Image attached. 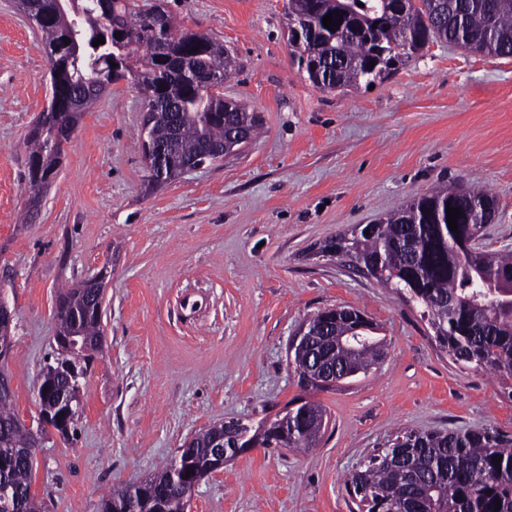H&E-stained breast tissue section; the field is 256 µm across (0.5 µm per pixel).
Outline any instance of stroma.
<instances>
[{
	"label": "stroma",
	"mask_w": 512,
	"mask_h": 512,
	"mask_svg": "<svg viewBox=\"0 0 512 512\" xmlns=\"http://www.w3.org/2000/svg\"><path fill=\"white\" fill-rule=\"evenodd\" d=\"M223 42L225 97L261 133L223 162L147 185L143 100L126 82L85 112L31 220L25 139L48 102V61L14 0H0V295L15 313L13 407L37 414L61 287L110 265L104 341L82 381L77 437H45L32 492L44 512H101L113 487L165 470L219 422L258 427L319 402V444L246 450L202 479L188 512H359L345 481L406 430L512 433V381L455 363L415 302L320 257L329 237L438 185L491 193L483 249L512 250V57L433 42L375 88L325 92L293 62L287 0H169ZM362 310L387 340L368 373L314 390L289 362L302 325Z\"/></svg>",
	"instance_id": "1"
}]
</instances>
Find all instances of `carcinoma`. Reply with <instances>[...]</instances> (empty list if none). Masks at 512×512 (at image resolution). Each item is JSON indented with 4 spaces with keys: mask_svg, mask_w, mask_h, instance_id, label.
Listing matches in <instances>:
<instances>
[{
    "mask_svg": "<svg viewBox=\"0 0 512 512\" xmlns=\"http://www.w3.org/2000/svg\"><path fill=\"white\" fill-rule=\"evenodd\" d=\"M36 2L27 18L45 48L64 46L66 64L53 77L54 110L43 113L27 135L30 189L45 180L38 168L57 175L69 142L62 125H78L100 88L122 80L155 112L144 136L147 154L161 149L175 163L203 156L214 164L224 160L230 136L255 138L254 110L222 93L234 69L224 44L177 25L166 0L142 5L108 0L103 9L93 0H73L82 10L79 19L58 11L57 0ZM335 10L341 25L331 31L322 19ZM286 25L298 70L329 91L380 83L436 40L512 57V0H288ZM117 32L122 36L114 37ZM100 36L105 43L93 46ZM448 202L462 213L455 232L447 224ZM497 213V201L486 191L437 188L371 224L344 229L321 252L368 271L386 288L406 292L456 363L512 379V251L471 244ZM56 319L58 333L80 342H98L104 335L103 302L92 288L60 293ZM307 325L311 344L294 351L293 365L315 390L323 385L313 374L304 377L307 366L365 371L385 354V337L358 309L325 308ZM326 425L324 409L310 400L288 408L258 433L243 425L229 430L215 424L196 434L170 469L205 476L212 438L225 432L230 450L253 441L299 450L315 447ZM38 447L5 390L0 395V512H42L31 492ZM346 484L366 503V512H399L403 506L406 512H512V434L484 427L407 431L370 455ZM131 505L137 512H187L188 502L182 483L163 471L113 490L102 512H128Z\"/></svg>",
    "mask_w": 512,
    "mask_h": 512,
    "instance_id": "obj_1",
    "label": "carcinoma"
}]
</instances>
